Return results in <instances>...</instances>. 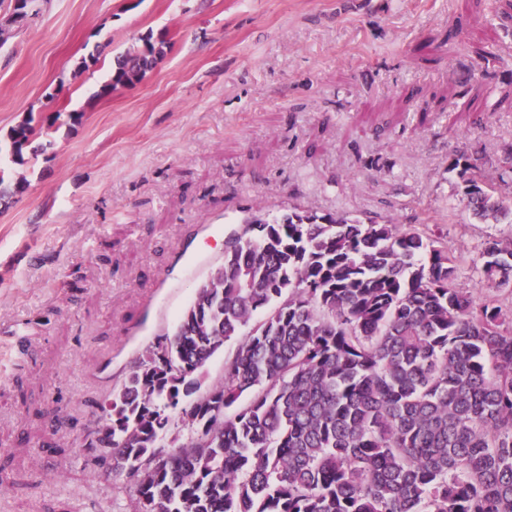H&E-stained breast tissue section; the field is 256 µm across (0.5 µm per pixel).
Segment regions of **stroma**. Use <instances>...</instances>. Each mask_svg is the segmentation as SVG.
Segmentation results:
<instances>
[{
  "mask_svg": "<svg viewBox=\"0 0 512 512\" xmlns=\"http://www.w3.org/2000/svg\"><path fill=\"white\" fill-rule=\"evenodd\" d=\"M507 0H39L0 43V512H130L133 482L81 453L114 386L172 331L203 273L143 317L176 254L224 257L244 208L289 205L446 235L485 293L487 240L448 172L465 148L491 165L512 143ZM165 42L135 83L113 60ZM432 44L431 61L415 52ZM473 79L459 96L458 73ZM52 122L15 158L10 132ZM455 210L453 224L438 214ZM212 239H192L213 213Z\"/></svg>",
  "mask_w": 512,
  "mask_h": 512,
  "instance_id": "stroma-1",
  "label": "stroma"
}]
</instances>
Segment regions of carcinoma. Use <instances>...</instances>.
Returning <instances> with one entry per match:
<instances>
[{
    "mask_svg": "<svg viewBox=\"0 0 512 512\" xmlns=\"http://www.w3.org/2000/svg\"><path fill=\"white\" fill-rule=\"evenodd\" d=\"M164 54L118 56L102 92ZM31 122L11 130L20 161ZM499 163V189L464 150L448 164L486 224L512 217V145ZM483 258L477 300L435 234L298 205L244 225L112 390L91 460L134 480L133 512H512V306L493 295L512 288V239ZM237 348V341L231 340L224 343L221 351L211 360L206 371L200 376L203 386H208L217 381L224 373V361L232 357Z\"/></svg>",
    "mask_w": 512,
    "mask_h": 512,
    "instance_id": "carcinoma-1",
    "label": "carcinoma"
}]
</instances>
